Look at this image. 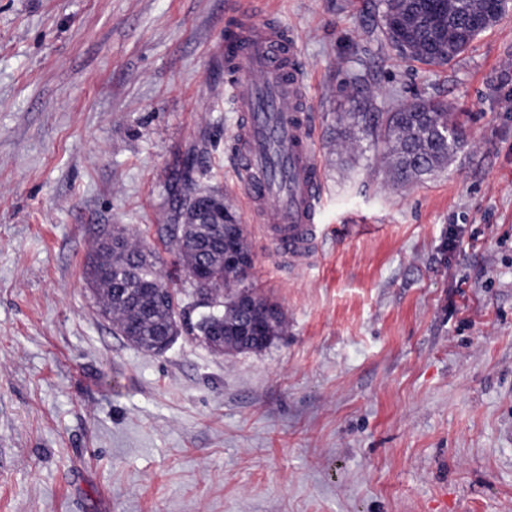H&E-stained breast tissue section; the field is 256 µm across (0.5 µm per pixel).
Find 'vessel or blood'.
<instances>
[{
	"instance_id": "b4317fda",
	"label": "vessel or blood",
	"mask_w": 512,
	"mask_h": 512,
	"mask_svg": "<svg viewBox=\"0 0 512 512\" xmlns=\"http://www.w3.org/2000/svg\"><path fill=\"white\" fill-rule=\"evenodd\" d=\"M224 43L235 79L225 94L237 114L233 166L254 220L289 267L308 264L319 246L323 179L308 130L301 46L287 31L244 9Z\"/></svg>"
}]
</instances>
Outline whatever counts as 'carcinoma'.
<instances>
[{"label":"carcinoma","instance_id":"carcinoma-1","mask_svg":"<svg viewBox=\"0 0 512 512\" xmlns=\"http://www.w3.org/2000/svg\"><path fill=\"white\" fill-rule=\"evenodd\" d=\"M428 6V0L413 3L418 23L408 32L399 25L394 0H379L381 45L405 57L444 66L464 53L480 35L468 23V15L479 4L475 0L450 3L448 15L453 34L447 44L436 40ZM336 123L349 134L358 131L372 138L389 159V180L401 186L443 171L466 144L457 113L449 111L447 103L432 98L402 103L388 112H340ZM181 209L184 224H163L157 229V237L177 254L185 270L201 262L206 264L207 300L224 309V342L213 345L208 340L212 335L210 325L216 319L197 314L200 301L195 289L181 288L165 278L153 252L121 228L113 230L111 239L94 242L85 265V277L94 287L102 315L109 317L129 342L153 353L159 352L158 341L168 334L175 340L186 335L222 354L264 350L284 332V311L252 287L250 274L237 273L224 264L223 237L214 234L211 225L196 222L193 205L183 204ZM214 220L230 225L233 245L244 258H251L247 228L229 208ZM245 300L275 308V325L257 340H242L232 332V327L244 319L240 305Z\"/></svg>","mask_w":512,"mask_h":512}]
</instances>
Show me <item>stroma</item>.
<instances>
[{
	"label": "stroma",
	"mask_w": 512,
	"mask_h": 512,
	"mask_svg": "<svg viewBox=\"0 0 512 512\" xmlns=\"http://www.w3.org/2000/svg\"><path fill=\"white\" fill-rule=\"evenodd\" d=\"M225 0H0V512H512V0L444 67L376 0H245L302 45L322 244L282 270L229 162ZM418 97L468 144L404 186L336 114ZM248 229L285 333L258 353L143 351L84 276L188 184Z\"/></svg>",
	"instance_id": "1"
}]
</instances>
